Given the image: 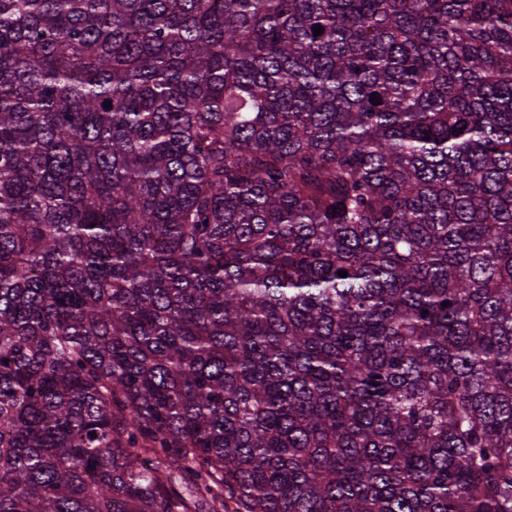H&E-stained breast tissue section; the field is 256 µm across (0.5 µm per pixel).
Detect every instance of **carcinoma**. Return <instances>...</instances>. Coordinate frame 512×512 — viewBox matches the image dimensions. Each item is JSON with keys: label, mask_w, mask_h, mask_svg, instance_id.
I'll return each mask as SVG.
<instances>
[{"label": "carcinoma", "mask_w": 512, "mask_h": 512, "mask_svg": "<svg viewBox=\"0 0 512 512\" xmlns=\"http://www.w3.org/2000/svg\"><path fill=\"white\" fill-rule=\"evenodd\" d=\"M0 512H512V0H0Z\"/></svg>", "instance_id": "cac0c4a2"}]
</instances>
